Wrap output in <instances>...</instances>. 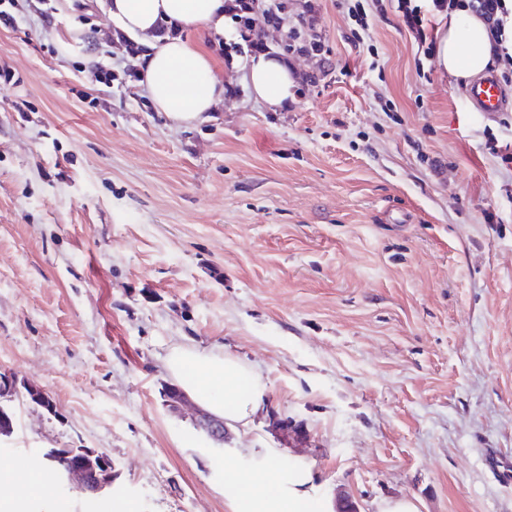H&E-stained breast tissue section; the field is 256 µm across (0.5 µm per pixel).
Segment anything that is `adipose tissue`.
Wrapping results in <instances>:
<instances>
[{"label":"adipose tissue","instance_id":"obj_1","mask_svg":"<svg viewBox=\"0 0 512 512\" xmlns=\"http://www.w3.org/2000/svg\"><path fill=\"white\" fill-rule=\"evenodd\" d=\"M224 2L107 0L112 28L147 40L150 51L141 65L140 83L156 110L175 122L196 123L224 99V86L212 74L211 57L182 37L183 32L200 26L223 34ZM486 45L485 26L477 17L452 22L438 41L437 65L453 76L480 75L491 64ZM247 77L252 93L270 108L288 107L295 98V76L279 56L263 53L251 57ZM169 367L183 389L223 417L228 429L248 425L264 401L265 387L260 382L242 388L248 371L238 358L182 351ZM227 479L239 491L233 512H322L310 471H295L284 478L275 468L259 474L231 469Z\"/></svg>","mask_w":512,"mask_h":512}]
</instances>
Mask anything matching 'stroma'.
Instances as JSON below:
<instances>
[{
  "label": "stroma",
  "mask_w": 512,
  "mask_h": 512,
  "mask_svg": "<svg viewBox=\"0 0 512 512\" xmlns=\"http://www.w3.org/2000/svg\"><path fill=\"white\" fill-rule=\"evenodd\" d=\"M19 2L0 30L18 77L0 85V373L57 411L15 399L0 474L92 448L124 490L96 512H231L228 468L294 461L326 512L341 490L360 512H512V108L467 111L464 79L418 64L397 17L357 45L320 0L323 59L292 64L321 79L279 112L233 25L186 32L229 92L180 125L124 75L140 60L107 44L105 0ZM183 349L265 387L224 443L164 401ZM28 510L87 512L56 479Z\"/></svg>",
  "instance_id": "1"
}]
</instances>
